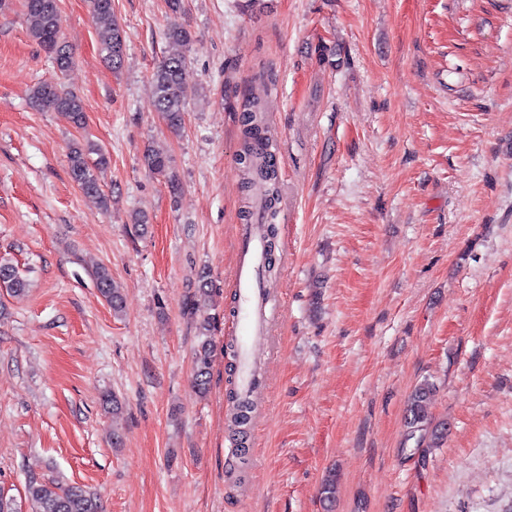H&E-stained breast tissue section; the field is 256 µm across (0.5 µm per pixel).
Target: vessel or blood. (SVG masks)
<instances>
[{"label": "vessel or blood", "instance_id": "b4317fda", "mask_svg": "<svg viewBox=\"0 0 512 512\" xmlns=\"http://www.w3.org/2000/svg\"><path fill=\"white\" fill-rule=\"evenodd\" d=\"M237 240L234 286L239 298L235 329L239 343L238 386L245 396L250 397L256 388L252 376L253 350L269 332L275 302L260 280L267 259V243L262 224L254 221L239 225Z\"/></svg>", "mask_w": 512, "mask_h": 512}]
</instances>
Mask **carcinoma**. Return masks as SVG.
<instances>
[{
	"label": "carcinoma",
	"mask_w": 512,
	"mask_h": 512,
	"mask_svg": "<svg viewBox=\"0 0 512 512\" xmlns=\"http://www.w3.org/2000/svg\"><path fill=\"white\" fill-rule=\"evenodd\" d=\"M25 17L30 36L50 55L57 70L64 74L75 64L74 55L61 37V17L56 0H26ZM98 25L100 53L118 71L124 63L126 34L116 19L112 0H102L93 12ZM167 48L162 60L152 72L154 85V107L163 116L168 128L176 133L183 129L184 114L189 99L188 47L191 41L189 30L183 26H172L165 32ZM33 107L57 112L68 122L81 127L85 123V107L82 99L64 84H42L36 86L30 96ZM242 148L239 165L242 172L241 188L251 196L256 184L264 186V208L275 216L278 200V173L270 154L258 149V143L265 138L263 104L261 97L251 96L241 115ZM108 164V158L101 148L87 141L75 144L69 151V173L82 192L99 201L103 211H109L110 199L105 195L98 178V172ZM144 169L154 176H165L170 168V157L160 149L148 148L141 157ZM96 287L102 298L118 312L122 308V293L112 282V276L105 267L94 274ZM29 286L19 269L8 259H0V287L13 294H21ZM212 283L206 273L199 276L197 298L186 303V311L198 316L201 302L211 296ZM216 318L205 316L198 321V336L193 352L194 387L204 396L209 391L210 372L214 344L212 332ZM434 386L424 381L412 391L406 406V424L410 436L417 439L418 446H437L442 432L431 426L427 418V401L433 395ZM231 410L230 427L240 444H245L247 425L251 420V407L242 399L234 381H229L226 393ZM28 498L35 505V512H102L98 495L79 484L45 482L31 477L26 486Z\"/></svg>",
	"instance_id": "obj_1"
}]
</instances>
